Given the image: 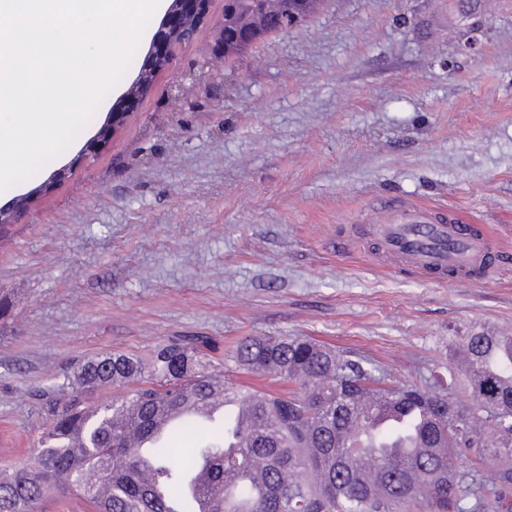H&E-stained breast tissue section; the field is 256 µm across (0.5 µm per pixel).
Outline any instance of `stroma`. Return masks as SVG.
<instances>
[{
	"instance_id": "1",
	"label": "stroma",
	"mask_w": 512,
	"mask_h": 512,
	"mask_svg": "<svg viewBox=\"0 0 512 512\" xmlns=\"http://www.w3.org/2000/svg\"><path fill=\"white\" fill-rule=\"evenodd\" d=\"M223 27L209 0L116 127L139 42L105 105L0 197V466L27 464L49 399L105 352L197 336L219 362L243 336H308L423 384L453 328L512 323V0H323L240 56ZM410 205L496 233L501 275L337 251L340 226Z\"/></svg>"
}]
</instances>
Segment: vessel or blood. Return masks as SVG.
I'll return each instance as SVG.
<instances>
[{"label": "vessel or blood", "mask_w": 512, "mask_h": 512, "mask_svg": "<svg viewBox=\"0 0 512 512\" xmlns=\"http://www.w3.org/2000/svg\"><path fill=\"white\" fill-rule=\"evenodd\" d=\"M367 236L377 244L376 262L388 268L406 267L424 274L449 272L460 279L481 282L499 273L497 243L476 224L432 223L425 211L408 206L397 211L395 222L366 225L364 235L340 236L337 245L341 248L359 245ZM196 412L202 421H223L236 429L245 425L249 404L239 399L219 398L197 407ZM426 419L422 412L379 415L368 424H354L352 433L361 437L369 431H396L400 434V447L416 448L421 444L419 431ZM177 420V414L165 415L148 436L138 439L145 471L153 469V445L165 437Z\"/></svg>", "instance_id": "obj_1"}]
</instances>
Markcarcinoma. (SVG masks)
<instances>
[{"mask_svg":"<svg viewBox=\"0 0 512 512\" xmlns=\"http://www.w3.org/2000/svg\"><path fill=\"white\" fill-rule=\"evenodd\" d=\"M263 2L224 0V31L234 33L242 12ZM500 345L476 326L448 337V378H437L433 390L308 336H246L227 351L234 369L277 385L261 391L225 380L192 338L157 345L146 362L102 355L81 364L71 393L53 404L31 463L0 468V512H43L48 501L70 499L94 512H200L201 496L213 502L210 512H509L512 340L506 355ZM107 385L129 391L110 405L89 406L84 393ZM459 391L472 405L458 403ZM221 394L253 400V419L264 431L247 429L231 448L227 425L187 412ZM364 398L429 413L423 451L405 458L389 451L391 439L383 436L365 445L348 441ZM172 410L182 411L177 425L151 449L165 486L161 500L132 440ZM486 430L496 438H485ZM181 434L196 436L197 447L176 465L169 439ZM468 448L492 449L498 466L459 468L456 460ZM202 457L210 468L194 496L187 482ZM361 458L372 463V477L361 471Z\"/></svg>","mask_w":512,"mask_h":512,"instance_id":"carcinoma-1","label":"carcinoma"}]
</instances>
